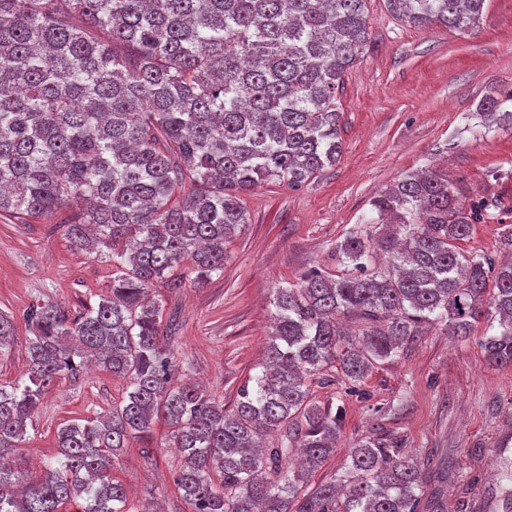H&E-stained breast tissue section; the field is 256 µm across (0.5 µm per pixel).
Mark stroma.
<instances>
[{"label": "stroma", "instance_id": "obj_1", "mask_svg": "<svg viewBox=\"0 0 512 512\" xmlns=\"http://www.w3.org/2000/svg\"><path fill=\"white\" fill-rule=\"evenodd\" d=\"M368 7L370 40L339 96V161L301 188L269 183L246 194L248 222L226 246L223 273L159 291L181 377L203 384L225 407L259 371L274 288L314 269L341 274L337 244L368 229L371 199L405 174L435 168L466 199H498L460 247L500 261L512 253L503 243L512 228V123L489 128L476 112L488 88L512 89V0H488L482 24L468 35L403 24L384 0H368ZM70 214L63 206L26 224L0 218V313L15 323L11 348L0 355V380L25 370L24 314L32 302L50 299L76 313L112 280L111 260L70 248ZM488 332L484 319L463 340L429 326L353 389L335 372L314 376V400L344 412L336 450L315 481L341 473L354 444L379 436L421 461L450 458L447 476L428 483L429 512H470L474 501L499 512V492L512 488V368L488 362L480 345ZM126 385L88 366L56 383L33 419L26 468L45 465L63 423L111 409ZM150 446L148 461L131 441L112 471L126 488L129 512L147 500L163 512H191L174 481L177 450L159 428Z\"/></svg>", "mask_w": 512, "mask_h": 512}]
</instances>
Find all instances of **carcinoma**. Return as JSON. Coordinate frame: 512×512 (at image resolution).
<instances>
[{
  "mask_svg": "<svg viewBox=\"0 0 512 512\" xmlns=\"http://www.w3.org/2000/svg\"><path fill=\"white\" fill-rule=\"evenodd\" d=\"M486 2L385 5L409 26L465 34ZM367 13V0H0V217L68 204L70 245L112 259V285L82 311L28 309L27 371L0 382V512H128L112 469L158 422L180 451L191 512H423L429 467L378 437L300 493L343 422L310 399L307 378L334 368L359 382L425 326L466 338L483 317L498 324L481 341L487 358L512 365V261L459 250L479 209L448 175L409 173L380 191L377 228L336 245L341 276L274 289L262 370L230 410L171 382L152 293L179 287L185 262L198 284L224 271V245L247 224L243 194L336 165L338 94L369 42ZM477 112L489 126L512 121V90L489 88ZM13 341L0 313V353ZM89 362L129 379L123 400L61 426L53 461L22 478L17 451L45 394ZM280 430L287 442L261 446Z\"/></svg>",
  "mask_w": 512,
  "mask_h": 512,
  "instance_id": "carcinoma-1",
  "label": "carcinoma"
}]
</instances>
